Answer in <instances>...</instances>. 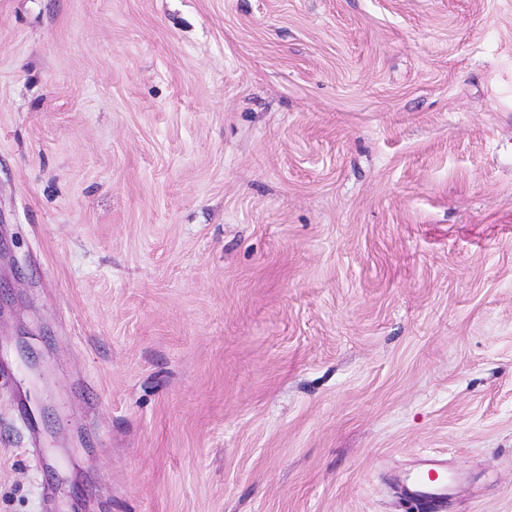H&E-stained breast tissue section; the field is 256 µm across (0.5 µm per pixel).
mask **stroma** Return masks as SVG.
I'll return each mask as SVG.
<instances>
[{"label": "stroma", "instance_id": "1", "mask_svg": "<svg viewBox=\"0 0 512 512\" xmlns=\"http://www.w3.org/2000/svg\"><path fill=\"white\" fill-rule=\"evenodd\" d=\"M0 512H512V0H0ZM445 475L447 476V468L441 460L427 458L407 484V494L422 504L437 509L448 499V480H445Z\"/></svg>", "mask_w": 512, "mask_h": 512}]
</instances>
